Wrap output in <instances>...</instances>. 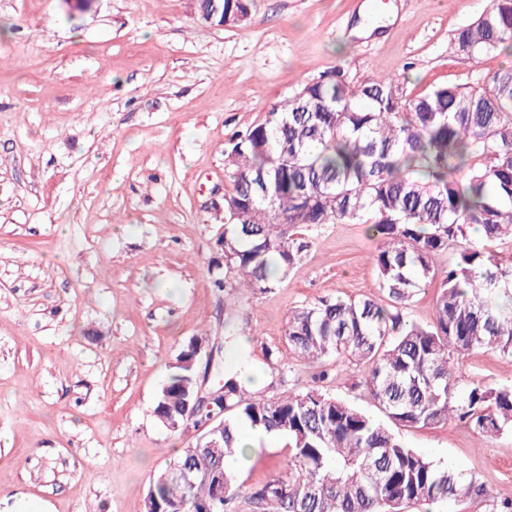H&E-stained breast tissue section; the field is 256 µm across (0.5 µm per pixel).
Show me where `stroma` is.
Here are the masks:
<instances>
[{
  "label": "stroma",
  "mask_w": 512,
  "mask_h": 512,
  "mask_svg": "<svg viewBox=\"0 0 512 512\" xmlns=\"http://www.w3.org/2000/svg\"><path fill=\"white\" fill-rule=\"evenodd\" d=\"M252 0L246 24L210 27L195 0H0V512H145L153 476L188 439L152 406L182 346L202 338V391L263 377L275 399L315 383L294 357L290 309L375 297L360 224L304 230L310 248L280 288L217 282L224 151L308 80H406L416 95L488 81L512 65L452 42L489 0ZM467 380L512 381L494 350L458 359ZM403 440L512 495V431L479 443L462 423ZM280 439L236 465L257 485Z\"/></svg>",
  "instance_id": "stroma-1"
}]
</instances>
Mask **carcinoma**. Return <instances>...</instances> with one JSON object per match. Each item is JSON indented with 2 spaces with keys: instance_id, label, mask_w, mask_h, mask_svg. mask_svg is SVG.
Returning a JSON list of instances; mask_svg holds the SVG:
<instances>
[{
  "instance_id": "carcinoma-1",
  "label": "carcinoma",
  "mask_w": 512,
  "mask_h": 512,
  "mask_svg": "<svg viewBox=\"0 0 512 512\" xmlns=\"http://www.w3.org/2000/svg\"><path fill=\"white\" fill-rule=\"evenodd\" d=\"M251 0H198L197 21L217 27L249 19ZM470 59L512 53V0H490L454 34ZM236 207L225 214L224 277L265 294L299 265L311 224H362L375 241L370 262L377 298L336 297L294 308L285 340L296 357L359 366L354 383L379 410L312 387L278 399L224 380V427L210 448L194 441L153 479L146 512H402L410 504L487 497L461 471L408 446L394 428L456 418L479 438L512 430V384L465 383L455 359L490 348L512 362V263L493 246L512 239V67L486 83L435 86L409 96L398 77L354 83L341 67L303 83L224 151ZM479 235L470 234V229ZM455 250L448 269L439 255ZM439 281L434 318L409 316L421 288ZM202 339L183 346L159 390L153 415L183 433L196 404ZM289 448L278 474L246 487L227 462L244 454L242 426ZM217 468L224 487L175 481L183 467Z\"/></svg>"
}]
</instances>
